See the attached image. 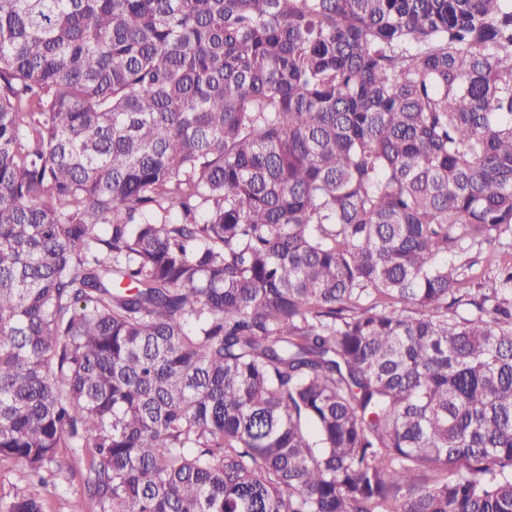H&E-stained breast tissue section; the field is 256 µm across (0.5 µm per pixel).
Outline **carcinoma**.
Listing matches in <instances>:
<instances>
[{
	"instance_id": "carcinoma-1",
	"label": "carcinoma",
	"mask_w": 512,
	"mask_h": 512,
	"mask_svg": "<svg viewBox=\"0 0 512 512\" xmlns=\"http://www.w3.org/2000/svg\"><path fill=\"white\" fill-rule=\"evenodd\" d=\"M506 245L512 0H0V463L92 512H512ZM85 479L86 471L83 469L81 472L77 470L74 476L64 470L50 478L47 490L42 489L48 512H90L86 507L88 497L84 492Z\"/></svg>"
}]
</instances>
